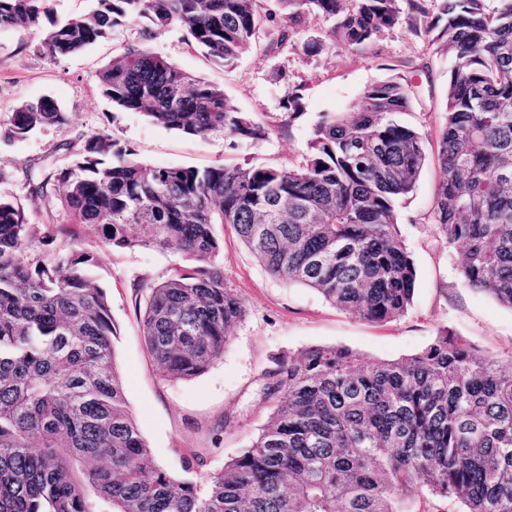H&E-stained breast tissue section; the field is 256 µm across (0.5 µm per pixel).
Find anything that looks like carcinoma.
Segmentation results:
<instances>
[{"mask_svg": "<svg viewBox=\"0 0 512 512\" xmlns=\"http://www.w3.org/2000/svg\"><path fill=\"white\" fill-rule=\"evenodd\" d=\"M445 43V122L432 224L465 247L471 288L512 308V0H278L279 41L309 15L333 21L343 44L369 49L401 20L400 2ZM51 0H0V30L42 32L52 56L85 49L140 23L141 40L98 74L105 97L185 136L256 143L268 131L224 90L154 53L171 26L233 67L274 20L263 0H94L54 23ZM411 87H366L349 112L325 113L301 165L216 163L149 168L105 132L79 137L70 162L29 180L59 191L75 224L105 248H157L190 261L148 286L141 314L148 353L168 381L204 373L246 315L217 265L215 224H231L266 271L317 290L337 308L384 323L412 302L416 269L395 202L427 155L395 118ZM65 113L23 102L3 125L24 138ZM24 210L0 197V512H407L427 492L463 512H512V366L477 354L442 327L420 352L365 360L323 346L277 356L264 372L270 421L224 468L191 453L175 477L154 463L129 412L115 363L99 257L70 242L48 259Z\"/></svg>", "mask_w": 512, "mask_h": 512, "instance_id": "cac0c4a2", "label": "carcinoma"}]
</instances>
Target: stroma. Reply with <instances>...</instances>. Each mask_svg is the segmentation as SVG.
I'll list each match as a JSON object with an SVG mask.
<instances>
[{
    "instance_id": "obj_1",
    "label": "stroma",
    "mask_w": 512,
    "mask_h": 512,
    "mask_svg": "<svg viewBox=\"0 0 512 512\" xmlns=\"http://www.w3.org/2000/svg\"><path fill=\"white\" fill-rule=\"evenodd\" d=\"M138 36V26L130 24L79 53L55 58L41 48L35 31H0V119L18 103L41 98L54 101L67 116L66 124L24 138L0 131V196L17 201L38 232L53 234L46 255L68 245L71 225L56 192L32 195L28 175L47 161L69 163L71 153L64 145L82 134L106 132L151 167L247 161L295 166L322 114L347 111L368 85L403 78L414 85L416 100L398 119L416 128L428 156L414 190L396 205L399 229L417 270L413 301L404 314L370 323L336 308L314 289L285 284L265 270L231 225L218 224V262L244 299L246 315L223 357L189 380L162 378L144 345L139 316L147 285L165 279L182 257L158 249L106 250L90 227H81V247L99 255L94 276L110 295L126 404L157 465L181 476L183 457L194 451L206 457L208 470H218L249 445L270 415L259 390L263 372L278 355L336 345L371 360H396L421 351L443 326L482 354L501 359L512 354V308L464 283L463 247L447 244L430 220L451 59L424 34L419 21L404 16L370 50L355 53L342 47L332 21L311 14L286 41H279L274 30L261 33L232 68L191 45L178 28L160 33L152 43L154 52L223 88L238 109L268 130V137L254 144L233 145L221 136L202 141L113 106L102 95L97 74ZM295 85L301 86L302 97L297 110L290 111L285 97ZM219 423L224 426L220 433L215 430Z\"/></svg>"
}]
</instances>
